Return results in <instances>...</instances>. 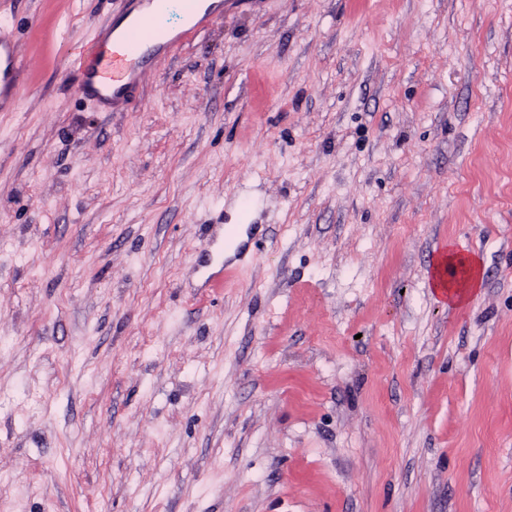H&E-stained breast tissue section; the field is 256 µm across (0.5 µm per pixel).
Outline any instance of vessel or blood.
Returning <instances> with one entry per match:
<instances>
[{
  "label": "vessel or blood",
  "mask_w": 512,
  "mask_h": 512,
  "mask_svg": "<svg viewBox=\"0 0 512 512\" xmlns=\"http://www.w3.org/2000/svg\"><path fill=\"white\" fill-rule=\"evenodd\" d=\"M148 13L134 18L128 31L112 37L108 49L95 48L93 61L82 72L80 93L101 112H122L135 99L142 77L154 55L161 50L170 52L205 31L214 19L210 10H201L196 0H189L184 12L181 31L168 34L158 19L167 11L168 0H147ZM23 59L13 30L0 25V112L12 111L20 91L19 76ZM246 249L239 235L223 225L210 227L207 252L199 265L204 280L228 274L224 260L227 251L243 254Z\"/></svg>",
  "instance_id": "vessel-or-blood-1"
}]
</instances>
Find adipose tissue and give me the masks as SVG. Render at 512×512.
Wrapping results in <instances>:
<instances>
[{"label":"adipose tissue","instance_id":"1","mask_svg":"<svg viewBox=\"0 0 512 512\" xmlns=\"http://www.w3.org/2000/svg\"><path fill=\"white\" fill-rule=\"evenodd\" d=\"M484 283L483 261L478 255L446 246L434 257L429 271L433 295L452 307L468 305Z\"/></svg>","mask_w":512,"mask_h":512}]
</instances>
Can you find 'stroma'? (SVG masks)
<instances>
[{
	"mask_svg": "<svg viewBox=\"0 0 512 512\" xmlns=\"http://www.w3.org/2000/svg\"><path fill=\"white\" fill-rule=\"evenodd\" d=\"M221 3L99 112L139 0H0V512H512V0ZM23 59L19 53L12 28L0 25V112L14 109L20 91L19 76L23 70ZM254 239V237H251L246 242H241L239 233L234 235L233 230L224 233L223 224H211L208 249L205 258L198 267L201 277L205 282H209L222 274L226 277L229 269L224 260V253L228 250H234L235 255L241 256L249 241L253 240L254 243ZM226 255L230 256L232 252H227ZM483 283L482 259L474 253L459 251L451 243L431 262L429 288L438 300L448 302V306L468 305L481 293Z\"/></svg>",
	"mask_w": 512,
	"mask_h": 512,
	"instance_id": "obj_1",
	"label": "stroma"
}]
</instances>
